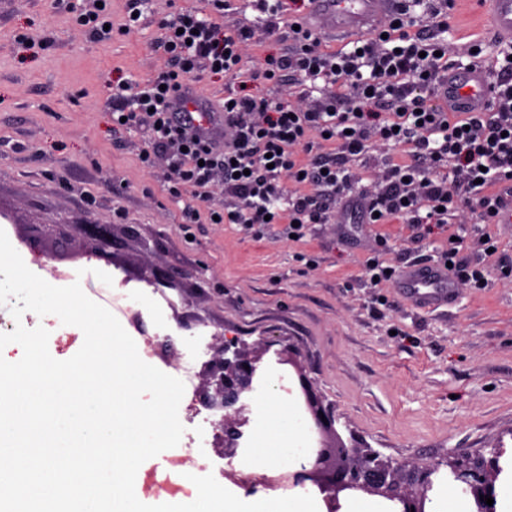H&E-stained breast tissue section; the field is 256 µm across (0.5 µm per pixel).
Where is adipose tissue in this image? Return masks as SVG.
Wrapping results in <instances>:
<instances>
[{
    "instance_id": "1",
    "label": "adipose tissue",
    "mask_w": 512,
    "mask_h": 512,
    "mask_svg": "<svg viewBox=\"0 0 512 512\" xmlns=\"http://www.w3.org/2000/svg\"><path fill=\"white\" fill-rule=\"evenodd\" d=\"M270 387L264 388L257 399L258 415L261 422L279 420L278 434L262 433L261 444L254 451L249 462L250 469H270L281 464H298L308 453L304 442L306 423L304 420L286 415L288 400L282 389L283 381L279 376H271Z\"/></svg>"
}]
</instances>
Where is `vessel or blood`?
Here are the masks:
<instances>
[{
  "mask_svg": "<svg viewBox=\"0 0 512 512\" xmlns=\"http://www.w3.org/2000/svg\"><path fill=\"white\" fill-rule=\"evenodd\" d=\"M400 0H314V11L324 29L333 33H359L367 24L383 18H394ZM486 20L498 39L512 40V0H482ZM495 83L485 69L473 66L449 67L436 88L441 106L458 112H482L492 100ZM179 117L191 126L214 125L217 110L209 99L191 94ZM407 298L417 306L435 310L452 305L457 285L440 266L413 263L399 275Z\"/></svg>",
  "mask_w": 512,
  "mask_h": 512,
  "instance_id": "obj_1",
  "label": "vessel or blood"
}]
</instances>
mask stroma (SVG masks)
Listing matches in <instances>:
<instances>
[{
    "mask_svg": "<svg viewBox=\"0 0 512 512\" xmlns=\"http://www.w3.org/2000/svg\"><path fill=\"white\" fill-rule=\"evenodd\" d=\"M93 0H0V229L32 272L64 287L82 278L83 291L107 308L133 338L141 359L179 376L201 392L203 368L225 337L261 358L266 373L287 376L284 350L338 418L346 444L361 443L380 457L411 466L463 452L484 453L512 440V224H485L461 215L467 233L460 254L490 265L488 287H460L446 312L413 309L397 282L375 288L363 263L381 255L401 268L438 260L445 235H420L414 225L347 224L330 208L298 241L272 224L261 232L239 224H186L190 192L172 198L164 156H140L146 129H114L112 95L123 84L164 70L160 25L178 9L211 13V0H141L139 27L126 29L130 0H111L112 32L100 40L81 26L77 6ZM221 25L246 23L254 36L248 65H263L288 48L287 32L269 35L250 0H236ZM448 62L465 66L468 49L484 61L499 47L481 20L477 0H456L444 35ZM106 224L109 261L92 257L84 224ZM65 225L64 234L33 238L39 225ZM497 251L486 255L483 235ZM111 275L112 284L94 272ZM26 328L49 333L58 360L81 348L82 331L53 315L25 312ZM171 339L144 344L158 324ZM178 446L146 460L142 471L198 459L229 491L227 466L212 428L181 416Z\"/></svg>",
    "mask_w": 512,
    "mask_h": 512,
    "instance_id": "obj_1",
    "label": "stroma"
}]
</instances>
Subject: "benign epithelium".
Wrapping results in <instances>:
<instances>
[{
  "instance_id": "benign-epithelium-1",
  "label": "benign epithelium",
  "mask_w": 512,
  "mask_h": 512,
  "mask_svg": "<svg viewBox=\"0 0 512 512\" xmlns=\"http://www.w3.org/2000/svg\"><path fill=\"white\" fill-rule=\"evenodd\" d=\"M87 228L96 241L92 256L106 258L111 244L107 230L98 224H89ZM260 360L261 357L238 346V342L226 340L218 355L204 367L201 396L207 407L224 411L221 441L229 465L248 425L244 399L260 379ZM296 376L319 436V446L289 473L265 475L258 480L251 475L230 473V478L246 493L256 492L260 485L282 489L310 486L322 495L327 512H338L341 500L356 494L380 497L395 504L398 512H432V492L440 489L444 479L450 485L465 486L471 512H497L496 506L485 504L480 496L496 497L495 481L501 471L503 446L498 444L486 454L459 453L446 461L448 470L444 475L439 463H424L406 471L371 450L363 453L346 445L336 429L333 409L323 404L305 374L298 370Z\"/></svg>"
}]
</instances>
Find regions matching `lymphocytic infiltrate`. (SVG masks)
<instances>
[{"instance_id":"obj_1","label":"lymphocytic infiltrate","mask_w":512,"mask_h":512,"mask_svg":"<svg viewBox=\"0 0 512 512\" xmlns=\"http://www.w3.org/2000/svg\"><path fill=\"white\" fill-rule=\"evenodd\" d=\"M452 0H434L425 15L402 11L397 24L362 39L359 50L327 54L307 27L290 30L288 51L267 66L245 70L243 45L251 30H223L191 10L164 25L161 49L170 66L139 87L133 99L116 96L113 125L137 126L148 118V149L163 152L177 177L173 195L190 190L207 202L215 170L224 173L228 200L223 224L262 226L304 237L322 223L332 203L350 202L348 221L386 224L452 223L462 206L495 222L505 195L512 194V60L501 65L496 101L488 112H444L429 94L448 69L441 35L447 32ZM224 77V125L203 135L172 117L176 94L191 90L198 72ZM297 74L325 79L334 92L316 108L245 94L243 79L274 81ZM354 101H347L346 90ZM327 135L331 152H314L310 132ZM379 139L408 148L407 160L390 165L367 207L353 164Z\"/></svg>"}]
</instances>
